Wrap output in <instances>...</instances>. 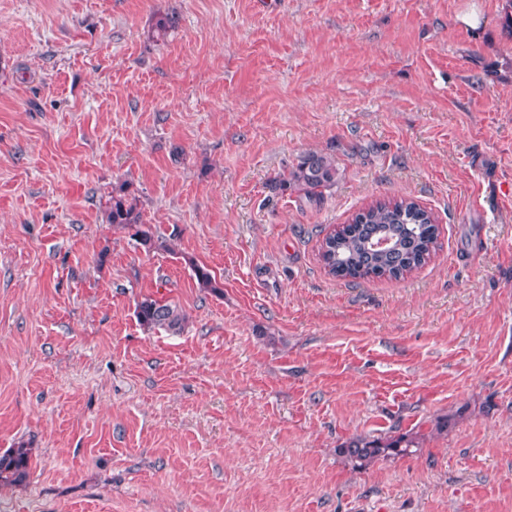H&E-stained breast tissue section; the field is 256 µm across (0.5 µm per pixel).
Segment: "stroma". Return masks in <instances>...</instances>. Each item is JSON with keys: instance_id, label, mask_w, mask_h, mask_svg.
<instances>
[{"instance_id": "stroma-1", "label": "stroma", "mask_w": 512, "mask_h": 512, "mask_svg": "<svg viewBox=\"0 0 512 512\" xmlns=\"http://www.w3.org/2000/svg\"><path fill=\"white\" fill-rule=\"evenodd\" d=\"M312 151L331 189L272 190ZM124 183L169 250L106 222ZM400 196L437 218L431 259L327 275L323 237ZM148 296L180 334L143 329ZM393 429L416 446L337 452ZM20 447L0 512H512L503 0H0V451ZM136 317L147 330L163 329L172 333L180 332L187 317L181 309L168 301L145 297L136 308ZM408 433L387 435L384 437H356L341 444L337 451L352 460L370 463L379 458L398 456L407 452L414 445ZM30 459L31 452L27 448H9L0 452V485L26 482L30 476Z\"/></svg>"}]
</instances>
